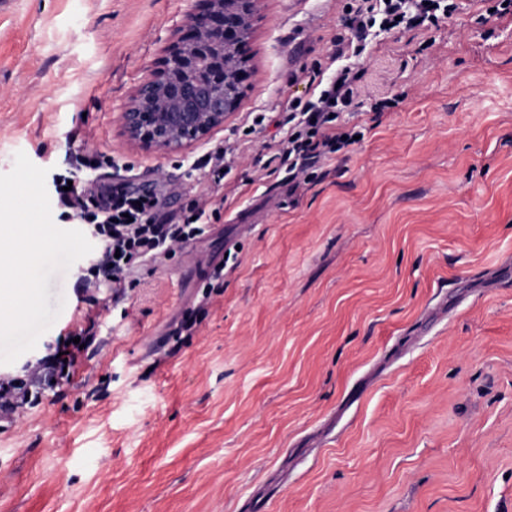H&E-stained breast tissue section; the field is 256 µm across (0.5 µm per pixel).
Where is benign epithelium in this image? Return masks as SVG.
Wrapping results in <instances>:
<instances>
[{
    "instance_id": "1",
    "label": "benign epithelium",
    "mask_w": 512,
    "mask_h": 512,
    "mask_svg": "<svg viewBox=\"0 0 512 512\" xmlns=\"http://www.w3.org/2000/svg\"><path fill=\"white\" fill-rule=\"evenodd\" d=\"M186 15L184 34L123 112L124 132L145 151L180 152L205 140L236 108L240 46L256 0H203Z\"/></svg>"
}]
</instances>
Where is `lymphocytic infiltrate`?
Here are the masks:
<instances>
[{
  "mask_svg": "<svg viewBox=\"0 0 512 512\" xmlns=\"http://www.w3.org/2000/svg\"><path fill=\"white\" fill-rule=\"evenodd\" d=\"M344 24L349 37L338 36L325 61L314 62L309 79L315 84L312 98L298 100L281 112L275 124L284 137L274 158L285 169L293 189L313 182L325 159L346 147L358 129L344 116L357 108L360 74L353 62L365 53L370 35L397 28L415 29L438 24L457 10L456 0H346ZM77 168L84 171V185L59 191L57 202L72 216L90 224L97 250L75 281L82 299L93 300L102 286H109L108 301L124 305L128 290L137 283L140 263L170 256L201 236L204 215L219 217L197 200L189 214L174 218L164 212L161 194L135 189L125 182L95 185L101 166L98 156L78 154ZM97 316L82 312L68 335L59 337L53 350L23 374L0 375V422H17L39 406L45 393L70 384L88 347L97 345Z\"/></svg>",
  "mask_w": 512,
  "mask_h": 512,
  "instance_id": "obj_1",
  "label": "lymphocytic infiltrate"
}]
</instances>
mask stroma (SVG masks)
Listing matches in <instances>:
<instances>
[{
    "mask_svg": "<svg viewBox=\"0 0 512 512\" xmlns=\"http://www.w3.org/2000/svg\"><path fill=\"white\" fill-rule=\"evenodd\" d=\"M457 3L372 39L364 136L296 195L275 128L243 129L311 97L345 0H257L238 107L179 153L129 145L121 114L199 0L0 13V174L21 151L52 180L90 149L102 182L166 181L168 211L224 206L100 307L104 343L63 394L0 425V512H512V13ZM227 141L216 192L194 164ZM80 270L54 274L60 315L0 374L72 328ZM188 313L193 335L170 336Z\"/></svg>",
    "mask_w": 512,
    "mask_h": 512,
    "instance_id": "obj_1",
    "label": "stroma"
}]
</instances>
